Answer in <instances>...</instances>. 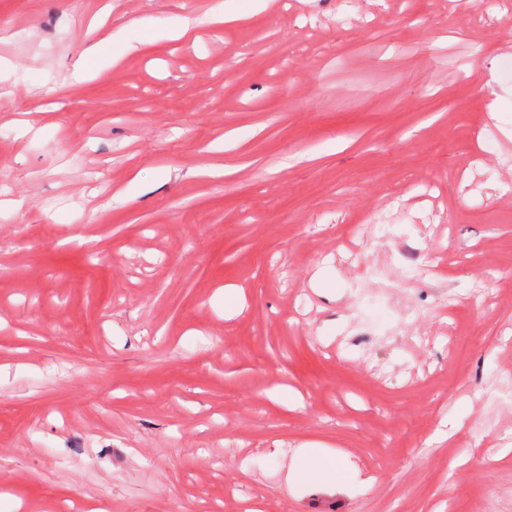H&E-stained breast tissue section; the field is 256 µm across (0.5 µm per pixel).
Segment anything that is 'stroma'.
<instances>
[{"label":"stroma","mask_w":512,"mask_h":512,"mask_svg":"<svg viewBox=\"0 0 512 512\" xmlns=\"http://www.w3.org/2000/svg\"><path fill=\"white\" fill-rule=\"evenodd\" d=\"M508 43L512 0H0V512H512ZM305 457L309 461V465L322 471L325 475L324 480L320 483L322 490L336 489V480L333 483L332 475L336 478L337 465L336 458L324 455L319 448H308Z\"/></svg>","instance_id":"obj_1"}]
</instances>
